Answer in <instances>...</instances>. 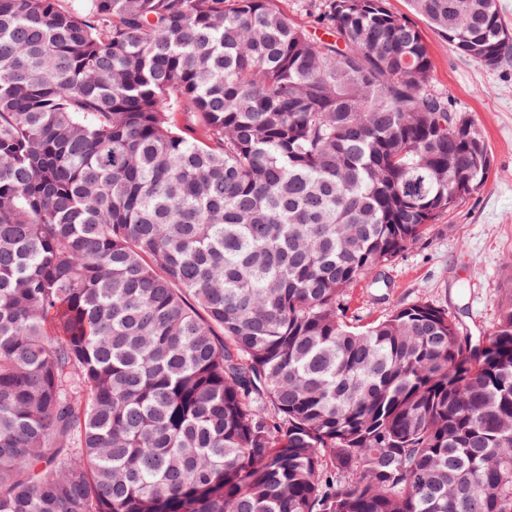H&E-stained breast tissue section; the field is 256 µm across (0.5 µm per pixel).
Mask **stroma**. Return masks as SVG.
<instances>
[{"instance_id": "stroma-1", "label": "stroma", "mask_w": 512, "mask_h": 512, "mask_svg": "<svg viewBox=\"0 0 512 512\" xmlns=\"http://www.w3.org/2000/svg\"><path fill=\"white\" fill-rule=\"evenodd\" d=\"M423 33L432 58L431 86L479 125L492 149V166L480 193L440 220L429 240L382 269L385 288L363 282L353 289L349 314L367 324L393 306L427 300L447 307L478 336L495 324L503 291L512 284V50L490 69L433 29Z\"/></svg>"}]
</instances>
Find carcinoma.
<instances>
[{"label": "carcinoma", "instance_id": "obj_1", "mask_svg": "<svg viewBox=\"0 0 512 512\" xmlns=\"http://www.w3.org/2000/svg\"><path fill=\"white\" fill-rule=\"evenodd\" d=\"M279 2L0 0V512H512V288L347 316L491 149L387 0Z\"/></svg>", "mask_w": 512, "mask_h": 512}]
</instances>
